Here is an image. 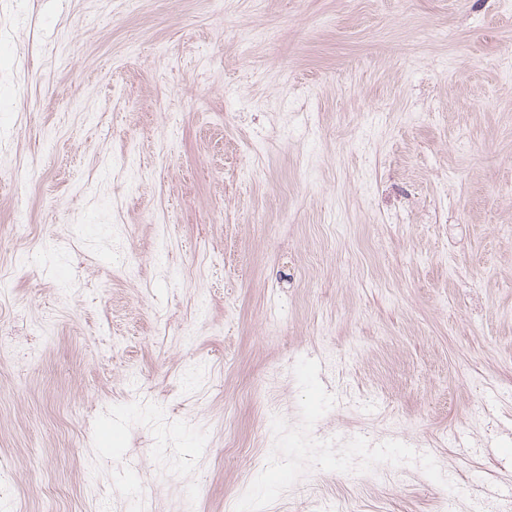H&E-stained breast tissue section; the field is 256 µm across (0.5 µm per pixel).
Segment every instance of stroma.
Wrapping results in <instances>:
<instances>
[{
  "instance_id": "obj_1",
  "label": "stroma",
  "mask_w": 512,
  "mask_h": 512,
  "mask_svg": "<svg viewBox=\"0 0 512 512\" xmlns=\"http://www.w3.org/2000/svg\"><path fill=\"white\" fill-rule=\"evenodd\" d=\"M507 482L512 0H0V512Z\"/></svg>"
}]
</instances>
